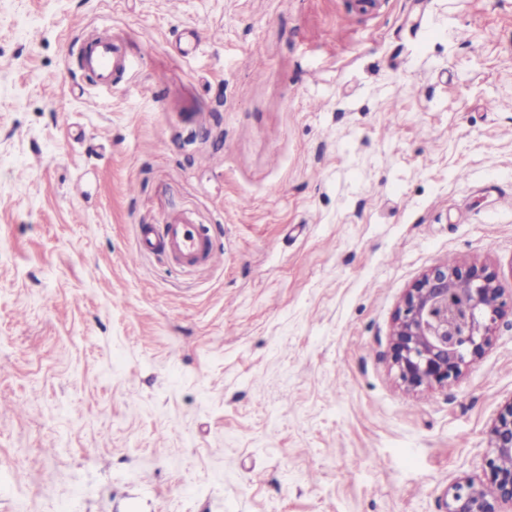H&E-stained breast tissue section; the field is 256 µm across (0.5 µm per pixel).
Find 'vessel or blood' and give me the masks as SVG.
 <instances>
[{
  "mask_svg": "<svg viewBox=\"0 0 512 512\" xmlns=\"http://www.w3.org/2000/svg\"><path fill=\"white\" fill-rule=\"evenodd\" d=\"M127 64L125 54L113 42L111 34L101 33L96 36L87 67L95 75L98 86H110L113 70L126 67ZM139 249L144 253L162 251L174 263L186 268L213 263L216 257L210 237L183 218L168 224L141 225Z\"/></svg>",
  "mask_w": 512,
  "mask_h": 512,
  "instance_id": "1",
  "label": "vessel or blood"
}]
</instances>
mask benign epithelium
Returning a JSON list of instances; mask_svg holds the SVG:
<instances>
[{"mask_svg": "<svg viewBox=\"0 0 512 512\" xmlns=\"http://www.w3.org/2000/svg\"><path fill=\"white\" fill-rule=\"evenodd\" d=\"M512 311V290L485 265L454 261L408 289L395 314L391 359L409 391L446 387L493 343L497 322ZM489 483L464 476L448 486L446 512H512V398L488 430Z\"/></svg>", "mask_w": 512, "mask_h": 512, "instance_id": "benign-epithelium-1", "label": "benign epithelium"}]
</instances>
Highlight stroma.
Returning a JSON list of instances; mask_svg holds the SVG:
<instances>
[{
  "mask_svg": "<svg viewBox=\"0 0 512 512\" xmlns=\"http://www.w3.org/2000/svg\"><path fill=\"white\" fill-rule=\"evenodd\" d=\"M107 27L129 64L94 90ZM0 512H445L512 316L404 390L429 268L512 287V0H0ZM209 225L222 260L140 253ZM139 249L142 253L160 249L174 263L186 268L212 264L217 255L210 237L183 218L169 224L141 225Z\"/></svg>",
  "mask_w": 512,
  "mask_h": 512,
  "instance_id": "35a3bbf8",
  "label": "stroma"
}]
</instances>
